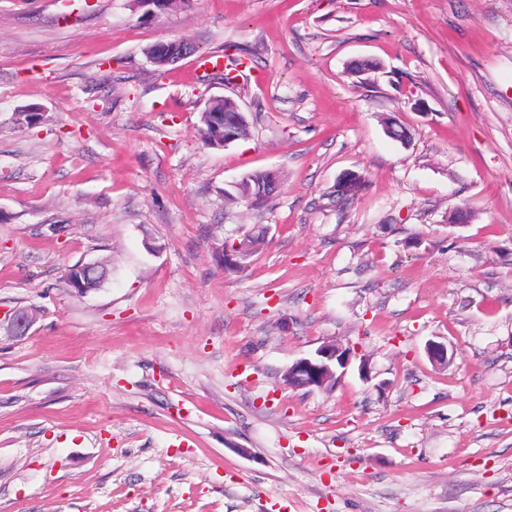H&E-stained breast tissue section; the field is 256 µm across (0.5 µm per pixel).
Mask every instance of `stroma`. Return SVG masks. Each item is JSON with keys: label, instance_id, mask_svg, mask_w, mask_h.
I'll return each mask as SVG.
<instances>
[{"label": "stroma", "instance_id": "stroma-1", "mask_svg": "<svg viewBox=\"0 0 512 512\" xmlns=\"http://www.w3.org/2000/svg\"><path fill=\"white\" fill-rule=\"evenodd\" d=\"M181 38L249 56L245 87L148 58ZM224 95L250 134L205 145ZM266 169L267 204L225 200ZM89 261L111 276L76 294ZM23 307L0 512H512V0H0V318ZM327 344L332 391L285 383ZM262 235H249L246 241L241 243L238 248L232 250H226L228 246L224 247L221 244V248H216L217 258L224 263V268L227 270H240L243 267L244 261L249 257L253 250L261 244ZM225 251V252H224Z\"/></svg>", "mask_w": 512, "mask_h": 512}]
</instances>
